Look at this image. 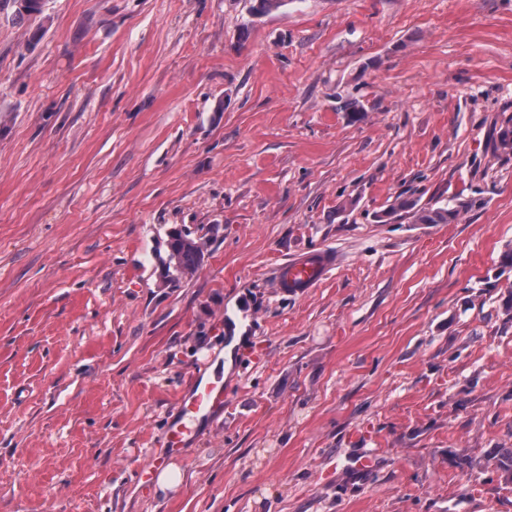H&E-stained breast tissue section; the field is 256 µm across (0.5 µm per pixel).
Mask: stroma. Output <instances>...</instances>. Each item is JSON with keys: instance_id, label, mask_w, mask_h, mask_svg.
<instances>
[{"instance_id": "stroma-1", "label": "stroma", "mask_w": 512, "mask_h": 512, "mask_svg": "<svg viewBox=\"0 0 512 512\" xmlns=\"http://www.w3.org/2000/svg\"><path fill=\"white\" fill-rule=\"evenodd\" d=\"M252 7L0 0V512H512V0ZM184 226L216 233L173 283ZM308 250L335 268L281 291ZM475 197L477 196L457 197L441 206H419L414 200L403 199L377 218L378 221L386 222L400 217V212H403L409 216L413 224H451L458 219L461 212L473 210L483 204L481 199ZM195 237L196 235L188 230L170 232L165 273L171 282H179L188 274L195 273L203 264L205 252L196 245ZM336 264L333 252L321 250L304 252L281 265L280 288L293 294H304L319 285ZM225 396L222 378L199 383L179 396L180 416L167 426L164 434V446L171 456L179 454L185 444L197 436L202 421L224 407Z\"/></svg>"}]
</instances>
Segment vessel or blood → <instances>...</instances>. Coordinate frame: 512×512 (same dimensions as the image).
I'll list each match as a JSON object with an SVG mask.
<instances>
[{
	"label": "vessel or blood",
	"mask_w": 512,
	"mask_h": 512,
	"mask_svg": "<svg viewBox=\"0 0 512 512\" xmlns=\"http://www.w3.org/2000/svg\"><path fill=\"white\" fill-rule=\"evenodd\" d=\"M335 263L333 252L326 250L298 254L282 264L279 284L290 293H306L326 278ZM225 395L224 381L218 378L196 385L179 396L180 416L167 426L164 434L169 454H179L185 444L197 436L201 422L222 409Z\"/></svg>",
	"instance_id": "vessel-or-blood-1"
}]
</instances>
